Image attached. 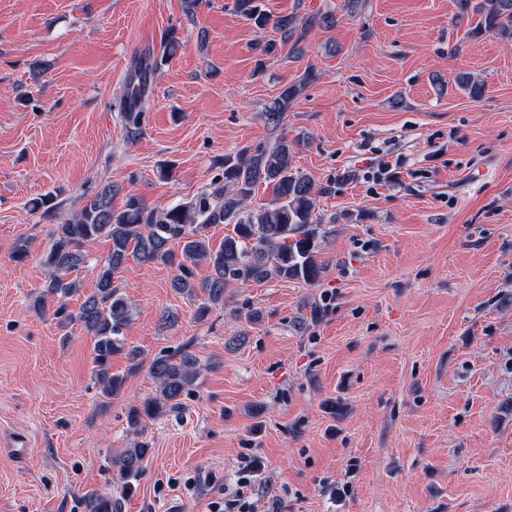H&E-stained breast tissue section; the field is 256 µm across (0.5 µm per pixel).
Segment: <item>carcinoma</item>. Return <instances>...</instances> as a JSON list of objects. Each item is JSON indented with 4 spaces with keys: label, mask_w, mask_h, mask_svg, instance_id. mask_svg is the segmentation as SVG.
Returning <instances> with one entry per match:
<instances>
[{
    "label": "carcinoma",
    "mask_w": 512,
    "mask_h": 512,
    "mask_svg": "<svg viewBox=\"0 0 512 512\" xmlns=\"http://www.w3.org/2000/svg\"><path fill=\"white\" fill-rule=\"evenodd\" d=\"M456 21L479 16L467 36L477 41L492 35L512 41V0H456ZM235 10L258 30L272 27L280 42H266L262 54L271 55L277 45L292 39L302 40L314 28L335 24L330 14L300 15L292 12L272 17L258 0H235ZM180 49L178 39L167 36L160 61L149 58L137 62L128 86L132 99L124 105L120 118L126 136L134 139L143 133V101L159 63L167 61ZM456 83L470 99L484 96L485 84L472 73L457 75ZM306 79L283 89L267 106L264 119L279 127L283 115L300 96ZM295 142L281 135L255 146H246L224 157L221 177L187 202L150 208L136 195L126 196L121 208L112 206L122 188L107 184L86 197L81 210L50 232L51 243L43 254L47 279L33 300L42 310L48 301L56 303L53 316L62 324L80 323L94 340V376L105 397L120 395L125 382L122 374L112 372V355L126 351L131 369L140 365L141 352L125 349L123 330L134 312L126 293L113 285L114 274L129 260L174 266L179 274L173 288L191 297L201 293L204 301L197 317L204 319L214 305L224 303L226 288L273 280L318 281L321 264L317 260L320 240L325 236L323 224L315 214L319 191L312 178L294 164ZM262 184L272 187L273 197L258 209L248 208L247 201ZM214 224L233 225V234L215 248L205 230ZM104 239L110 242L108 256L98 272L95 291L85 297L74 313L68 300L80 291L71 273L84 263V248ZM207 262L212 274L203 282L192 279L190 266ZM159 395L133 405L128 422L136 426L143 418L154 419L168 410L177 409L200 376L197 359L189 354L175 358L159 356L150 364ZM148 453L143 446L125 449L117 461L126 481L134 479Z\"/></svg>",
    "instance_id": "carcinoma-1"
}]
</instances>
